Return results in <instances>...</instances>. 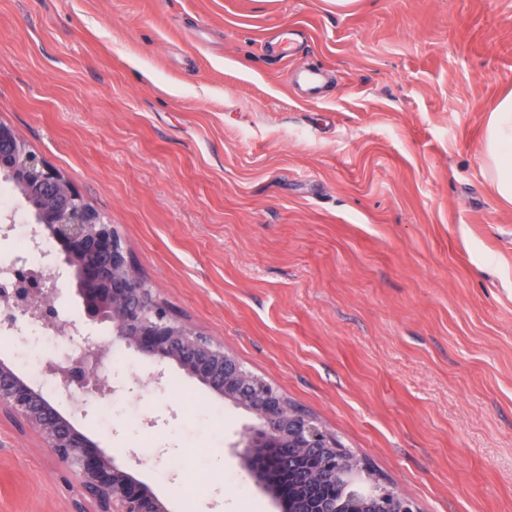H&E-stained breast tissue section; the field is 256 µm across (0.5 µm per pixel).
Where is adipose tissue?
I'll return each instance as SVG.
<instances>
[{
    "label": "adipose tissue",
    "instance_id": "ef3b65f1",
    "mask_svg": "<svg viewBox=\"0 0 512 512\" xmlns=\"http://www.w3.org/2000/svg\"><path fill=\"white\" fill-rule=\"evenodd\" d=\"M480 156L485 178L501 199L512 203V91L490 113Z\"/></svg>",
    "mask_w": 512,
    "mask_h": 512
}]
</instances>
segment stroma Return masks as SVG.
I'll return each instance as SVG.
<instances>
[{
	"instance_id": "obj_1",
	"label": "stroma",
	"mask_w": 512,
	"mask_h": 512,
	"mask_svg": "<svg viewBox=\"0 0 512 512\" xmlns=\"http://www.w3.org/2000/svg\"><path fill=\"white\" fill-rule=\"evenodd\" d=\"M279 29L304 32L282 59ZM308 64L316 101L291 82ZM508 88L512 0H0V123L159 302L421 512H512V205L480 162ZM62 408L173 512H277L226 453L250 414L176 365ZM74 494L1 417L0 512Z\"/></svg>"
}]
</instances>
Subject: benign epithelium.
<instances>
[{
    "instance_id": "7a95c632",
    "label": "benign epithelium",
    "mask_w": 512,
    "mask_h": 512,
    "mask_svg": "<svg viewBox=\"0 0 512 512\" xmlns=\"http://www.w3.org/2000/svg\"><path fill=\"white\" fill-rule=\"evenodd\" d=\"M22 158V185L43 201L42 235L61 246V261L79 278L84 313L89 321L112 325L111 343L148 358L155 365L176 364L214 397L249 412L254 424L232 451L242 470L282 512H350L351 496L325 501L317 491L326 481L339 485L366 478L380 492L363 500V512H420L411 499L385 485L367 462L342 446L336 433L303 414L280 389L248 370L224 346L174 318L159 303L112 225L84 204L82 195L58 169L31 154L17 133L0 124V153ZM25 281L15 285L14 304L32 310L44 321L55 320L56 290L46 288L39 300ZM86 348L63 368H54L69 391L101 398L117 394L116 387L96 377L109 347L85 337ZM35 431L54 459L72 475L77 494L72 512H170L165 499L136 476L134 468L100 448L98 442L60 409L57 399L13 364L0 360V416ZM293 448L288 482L296 493H284L275 477L277 449Z\"/></svg>"
}]
</instances>
